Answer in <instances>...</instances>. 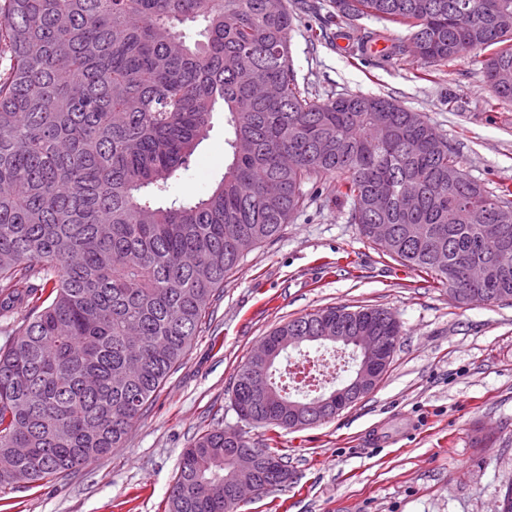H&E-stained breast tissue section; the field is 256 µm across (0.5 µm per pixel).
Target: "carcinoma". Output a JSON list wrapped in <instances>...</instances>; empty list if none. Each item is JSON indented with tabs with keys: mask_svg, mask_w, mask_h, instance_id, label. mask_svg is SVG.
Wrapping results in <instances>:
<instances>
[{
	"mask_svg": "<svg viewBox=\"0 0 512 512\" xmlns=\"http://www.w3.org/2000/svg\"><path fill=\"white\" fill-rule=\"evenodd\" d=\"M333 0L336 38L373 17L405 28L367 31L349 55L387 42L440 66L476 48L495 100L512 101V38L495 16L512 0ZM299 0H0V486L28 487L86 469L123 447L199 332L224 278L278 237L307 202L306 184L336 181V201L363 238L392 224L383 253L435 276L460 301V266L498 269L512 300V216L505 240L479 238L475 213L500 220L512 190L469 177L448 141L391 98L319 101L300 87L288 34ZM202 23L194 43L182 27ZM224 112L232 161L194 202H159ZM387 192L374 208L377 188ZM457 221L448 223V210ZM51 285L47 298L39 292ZM386 336L402 335L370 308ZM336 335V308L275 328L266 339ZM243 370L234 405L264 427L288 428L286 384L272 367ZM285 456L214 426L185 449L169 512H237L228 449Z\"/></svg>",
	"mask_w": 512,
	"mask_h": 512,
	"instance_id": "1",
	"label": "carcinoma"
}]
</instances>
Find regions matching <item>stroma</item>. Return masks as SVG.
I'll use <instances>...</instances> for the list:
<instances>
[{
    "label": "stroma",
    "mask_w": 512,
    "mask_h": 512,
    "mask_svg": "<svg viewBox=\"0 0 512 512\" xmlns=\"http://www.w3.org/2000/svg\"><path fill=\"white\" fill-rule=\"evenodd\" d=\"M289 32L296 79L317 99L388 95L423 115L488 190L512 186V102H494L483 50L425 69L414 58L356 60L340 47L331 0H310ZM328 39H319L320 30ZM216 113L169 198L210 191L232 160ZM308 201L280 236L224 280L181 364L124 447L38 487L0 489V512H168L180 459L213 424L288 458L286 491L246 499L237 512H494L512 483V300L456 303L447 288L362 238L335 184L307 185ZM379 307L403 334L376 389L334 419L301 429L239 419L236 373L264 336L327 307Z\"/></svg>",
    "instance_id": "1"
}]
</instances>
